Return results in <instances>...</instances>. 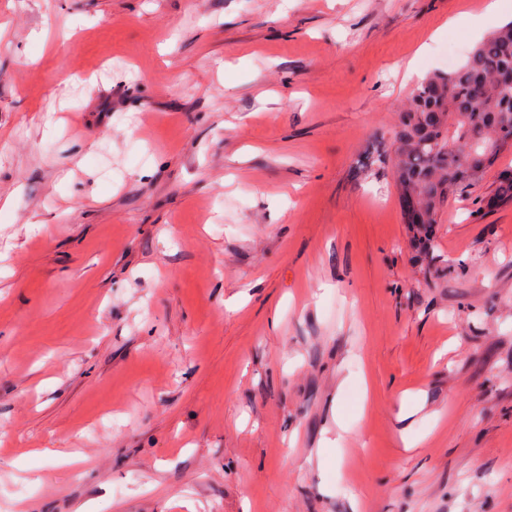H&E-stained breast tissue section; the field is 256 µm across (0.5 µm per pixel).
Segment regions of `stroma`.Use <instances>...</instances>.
Wrapping results in <instances>:
<instances>
[{
    "mask_svg": "<svg viewBox=\"0 0 512 512\" xmlns=\"http://www.w3.org/2000/svg\"><path fill=\"white\" fill-rule=\"evenodd\" d=\"M483 2L0 0V512H512V153L367 159Z\"/></svg>",
    "mask_w": 512,
    "mask_h": 512,
    "instance_id": "stroma-1",
    "label": "stroma"
}]
</instances>
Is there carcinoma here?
<instances>
[{
	"instance_id": "obj_1",
	"label": "carcinoma",
	"mask_w": 512,
	"mask_h": 512,
	"mask_svg": "<svg viewBox=\"0 0 512 512\" xmlns=\"http://www.w3.org/2000/svg\"><path fill=\"white\" fill-rule=\"evenodd\" d=\"M512 21L481 40L461 66L425 78L400 112L394 154H377L392 169L399 195H412L419 256L433 252L431 226L449 201L470 191L498 157L512 151ZM512 203V173L499 176L488 205Z\"/></svg>"
}]
</instances>
